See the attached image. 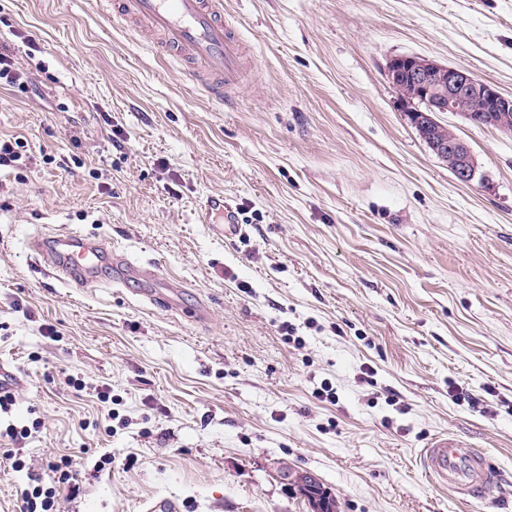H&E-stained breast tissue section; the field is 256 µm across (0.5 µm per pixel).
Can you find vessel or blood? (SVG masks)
Listing matches in <instances>:
<instances>
[{
	"label": "vessel or blood",
	"instance_id": "1",
	"mask_svg": "<svg viewBox=\"0 0 512 512\" xmlns=\"http://www.w3.org/2000/svg\"><path fill=\"white\" fill-rule=\"evenodd\" d=\"M114 12L145 20L160 36V54L186 64L204 91L217 101L230 100L246 80L245 45L238 29L224 19V0H114ZM199 223L220 238L241 234V225L224 220V198L212 195L198 209ZM29 248L42 256L58 279L88 287L104 258L101 244L78 234L36 237ZM148 277L146 294L180 310L179 290L156 274L124 258H113L112 280ZM426 475L438 485L473 495L492 484L494 470L484 455L448 435L434 437L420 452Z\"/></svg>",
	"mask_w": 512,
	"mask_h": 512
}]
</instances>
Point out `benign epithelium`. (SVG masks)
<instances>
[{
	"label": "benign epithelium",
	"instance_id": "benign-epithelium-1",
	"mask_svg": "<svg viewBox=\"0 0 512 512\" xmlns=\"http://www.w3.org/2000/svg\"><path fill=\"white\" fill-rule=\"evenodd\" d=\"M386 73L421 139L459 183H471L477 164L470 145L436 115L447 112L463 123L508 131L512 96L463 69L421 56H395L388 61Z\"/></svg>",
	"mask_w": 512,
	"mask_h": 512
}]
</instances>
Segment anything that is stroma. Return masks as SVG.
<instances>
[{
	"label": "stroma",
	"instance_id": "obj_1",
	"mask_svg": "<svg viewBox=\"0 0 512 512\" xmlns=\"http://www.w3.org/2000/svg\"><path fill=\"white\" fill-rule=\"evenodd\" d=\"M224 10L250 77L221 105L108 0H0V52L32 85L0 88V139L25 143L0 168V362L19 377L0 512L37 485L58 512H309L283 467L339 512H512V133L439 114L478 165L460 184L385 75L419 55L512 95V0ZM212 193L242 237L196 223ZM67 231L180 282L183 312L107 265L92 288L50 276L26 241ZM201 301L205 324L185 314ZM440 434L497 484L434 483L419 453Z\"/></svg>",
	"mask_w": 512,
	"mask_h": 512
}]
</instances>
